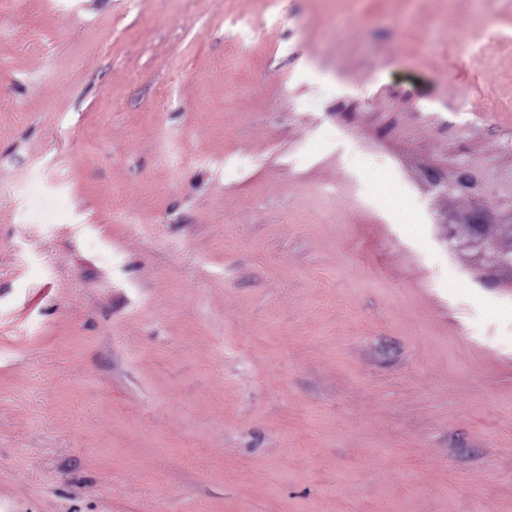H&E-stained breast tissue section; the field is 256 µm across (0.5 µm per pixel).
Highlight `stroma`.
I'll return each mask as SVG.
<instances>
[{
	"label": "stroma",
	"instance_id": "obj_1",
	"mask_svg": "<svg viewBox=\"0 0 512 512\" xmlns=\"http://www.w3.org/2000/svg\"><path fill=\"white\" fill-rule=\"evenodd\" d=\"M477 208L512 0H0V512H512Z\"/></svg>",
	"mask_w": 512,
	"mask_h": 512
}]
</instances>
